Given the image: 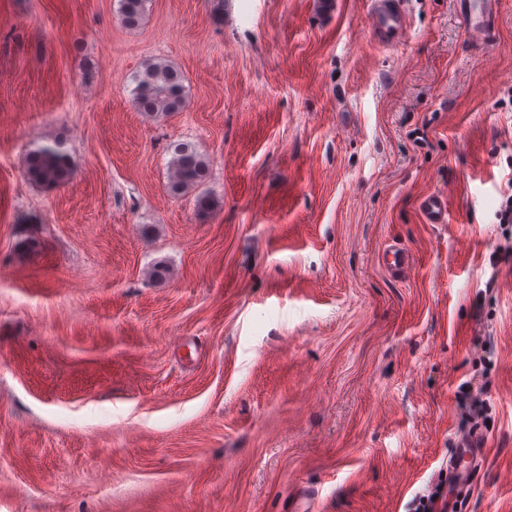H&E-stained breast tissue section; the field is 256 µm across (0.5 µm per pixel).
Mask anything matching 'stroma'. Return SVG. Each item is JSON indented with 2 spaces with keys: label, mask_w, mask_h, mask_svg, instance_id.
<instances>
[{
  "label": "stroma",
  "mask_w": 512,
  "mask_h": 512,
  "mask_svg": "<svg viewBox=\"0 0 512 512\" xmlns=\"http://www.w3.org/2000/svg\"><path fill=\"white\" fill-rule=\"evenodd\" d=\"M118 8L0 0V512H413L472 383L467 512H512V0L480 48L452 0L391 47L369 0ZM151 60L178 111L136 107ZM54 141L72 179L28 180ZM174 141L212 211L170 193ZM147 0H119L121 22L127 27H135L143 19ZM132 95L142 112L164 115L178 111L185 101L183 76L162 61H149L134 76ZM170 149V192L179 195L187 190H201L196 197V206L200 212L208 211L215 205V199L203 190L210 177V161L189 143L173 142ZM449 189H441L426 195L420 204L426 224H444L448 221Z\"/></svg>",
  "instance_id": "1"
}]
</instances>
